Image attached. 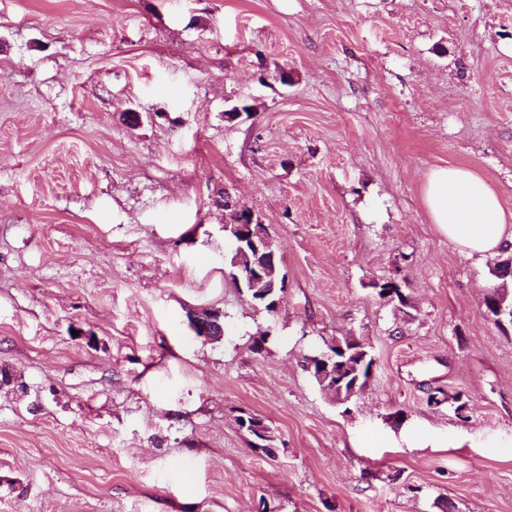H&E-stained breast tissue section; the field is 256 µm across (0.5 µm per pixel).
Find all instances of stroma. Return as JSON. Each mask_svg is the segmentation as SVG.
<instances>
[{
	"label": "stroma",
	"mask_w": 512,
	"mask_h": 512,
	"mask_svg": "<svg viewBox=\"0 0 512 512\" xmlns=\"http://www.w3.org/2000/svg\"><path fill=\"white\" fill-rule=\"evenodd\" d=\"M448 166L512 213V0H0V512H512V327L424 205ZM336 336L376 360L350 417L301 366ZM224 228L230 234L231 251L236 250L238 256L247 261L248 274L262 276L255 288L263 286L272 276L270 268L275 259V253L272 252L273 238L268 227L254 223L250 211L244 206H237L234 220L225 224ZM265 271L270 273L268 277L264 276ZM221 312L215 313V309H203L193 311L190 314V327L197 338L205 342L221 339L224 335V323L221 322Z\"/></svg>",
	"instance_id": "stroma-1"
}]
</instances>
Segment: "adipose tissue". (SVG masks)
Instances as JSON below:
<instances>
[{"instance_id":"adipose-tissue-1","label":"adipose tissue","mask_w":512,"mask_h":512,"mask_svg":"<svg viewBox=\"0 0 512 512\" xmlns=\"http://www.w3.org/2000/svg\"><path fill=\"white\" fill-rule=\"evenodd\" d=\"M423 200L438 232L467 255L485 257L512 244V225L497 194L474 171L459 167L431 171Z\"/></svg>"}]
</instances>
